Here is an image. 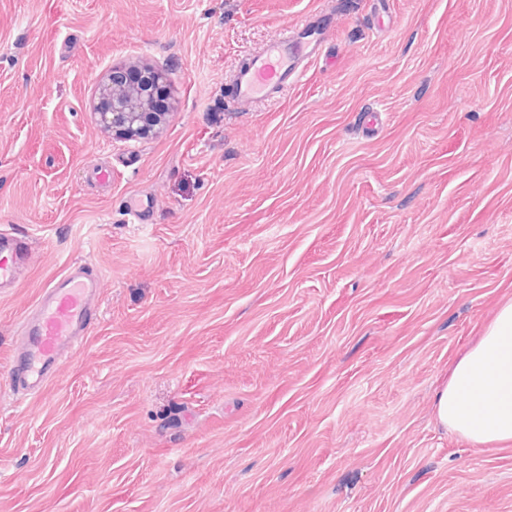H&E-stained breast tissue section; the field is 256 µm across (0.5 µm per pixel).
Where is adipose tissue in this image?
Returning <instances> with one entry per match:
<instances>
[{
    "instance_id": "adipose-tissue-1",
    "label": "adipose tissue",
    "mask_w": 512,
    "mask_h": 512,
    "mask_svg": "<svg viewBox=\"0 0 512 512\" xmlns=\"http://www.w3.org/2000/svg\"><path fill=\"white\" fill-rule=\"evenodd\" d=\"M434 411L440 424L472 444L512 443V300L456 361Z\"/></svg>"
}]
</instances>
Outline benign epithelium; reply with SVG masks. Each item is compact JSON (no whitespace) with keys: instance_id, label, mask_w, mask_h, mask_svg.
I'll return each instance as SVG.
<instances>
[{"instance_id":"7a95c632","label":"benign epithelium","mask_w":512,"mask_h":512,"mask_svg":"<svg viewBox=\"0 0 512 512\" xmlns=\"http://www.w3.org/2000/svg\"><path fill=\"white\" fill-rule=\"evenodd\" d=\"M130 66L112 68L98 86V116L104 128L123 139L146 136L163 124L166 113L154 109L153 85L164 81L147 72L148 82L130 80Z\"/></svg>"}]
</instances>
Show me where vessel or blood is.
I'll use <instances>...</instances> for the list:
<instances>
[{"label":"vessel or blood","mask_w":512,"mask_h":512,"mask_svg":"<svg viewBox=\"0 0 512 512\" xmlns=\"http://www.w3.org/2000/svg\"><path fill=\"white\" fill-rule=\"evenodd\" d=\"M326 22L319 19L276 34L235 74V100L246 111L262 98L299 82L319 57ZM36 249L23 235L0 230V289L14 287L33 262ZM100 283L88 265L71 266L45 288L21 325L12 363L13 391L47 383L73 353L100 313Z\"/></svg>","instance_id":"obj_1"}]
</instances>
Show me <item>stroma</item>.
Instances as JSON below:
<instances>
[{"label": "stroma", "instance_id": "stroma-1", "mask_svg": "<svg viewBox=\"0 0 512 512\" xmlns=\"http://www.w3.org/2000/svg\"><path fill=\"white\" fill-rule=\"evenodd\" d=\"M315 13L320 59L240 111ZM132 62L169 113L119 141L95 93ZM1 228L37 256L0 293V512H512V443L433 410L512 299V0H0ZM75 263L99 318L13 393ZM326 21L321 18L276 34L235 74V100L247 111L261 98L298 83L319 58Z\"/></svg>", "mask_w": 512, "mask_h": 512}]
</instances>
